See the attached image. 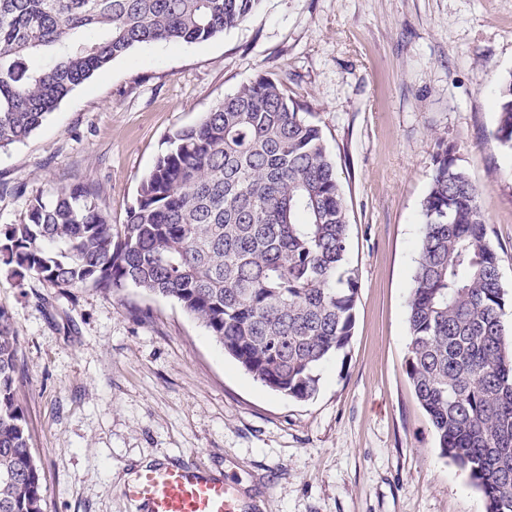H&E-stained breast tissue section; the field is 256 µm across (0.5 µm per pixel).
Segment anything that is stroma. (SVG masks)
<instances>
[{
  "instance_id": "1",
  "label": "stroma",
  "mask_w": 512,
  "mask_h": 512,
  "mask_svg": "<svg viewBox=\"0 0 512 512\" xmlns=\"http://www.w3.org/2000/svg\"><path fill=\"white\" fill-rule=\"evenodd\" d=\"M260 75L303 106L335 163L358 282L353 335L321 366L315 396L295 401L172 299L18 281L0 265L44 512H136L121 480L151 460L208 466L250 512H486L442 454L405 360L442 141L476 187L512 342V153L495 138L492 100L512 77V0H262L208 40L136 47L0 150V228L68 187L96 191L123 223L165 139Z\"/></svg>"
}]
</instances>
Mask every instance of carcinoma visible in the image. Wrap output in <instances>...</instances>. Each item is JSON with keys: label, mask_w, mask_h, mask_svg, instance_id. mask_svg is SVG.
Segmentation results:
<instances>
[{"label": "carcinoma", "mask_w": 512, "mask_h": 512, "mask_svg": "<svg viewBox=\"0 0 512 512\" xmlns=\"http://www.w3.org/2000/svg\"><path fill=\"white\" fill-rule=\"evenodd\" d=\"M261 0H0V149L27 139L71 91L131 49L233 28ZM512 151V78L496 93ZM422 203L406 373L443 455L487 512H512V352L497 253L477 191L439 144ZM321 129L264 76L169 137L125 223L65 188L0 228L10 275L177 301L267 388L306 401L352 336L357 281ZM19 339L0 308V512H43L44 486L17 391Z\"/></svg>", "instance_id": "cac0c4a2"}]
</instances>
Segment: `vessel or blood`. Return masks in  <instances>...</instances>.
<instances>
[{
	"instance_id": "vessel-or-blood-1",
	"label": "vessel or blood",
	"mask_w": 512,
	"mask_h": 512,
	"mask_svg": "<svg viewBox=\"0 0 512 512\" xmlns=\"http://www.w3.org/2000/svg\"><path fill=\"white\" fill-rule=\"evenodd\" d=\"M137 512H243L236 489L202 465L153 463L133 471L123 486Z\"/></svg>"
}]
</instances>
